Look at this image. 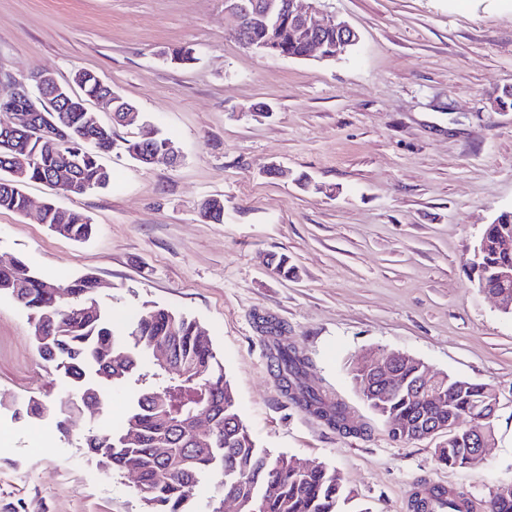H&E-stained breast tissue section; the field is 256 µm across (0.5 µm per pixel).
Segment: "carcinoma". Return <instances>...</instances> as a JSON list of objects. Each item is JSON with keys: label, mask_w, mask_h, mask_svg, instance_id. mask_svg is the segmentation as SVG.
<instances>
[{"label": "carcinoma", "mask_w": 512, "mask_h": 512, "mask_svg": "<svg viewBox=\"0 0 512 512\" xmlns=\"http://www.w3.org/2000/svg\"><path fill=\"white\" fill-rule=\"evenodd\" d=\"M304 43L290 31L281 34L275 54L301 56ZM88 112H46L36 116L38 124L8 140L0 139V210L19 213L26 195L20 185H7L4 169L22 162L27 165L25 182L55 180L56 190L67 194L78 184L92 191L110 183V173L101 163L103 152L86 142L96 135L111 147L116 141L112 126L88 129ZM62 125L69 139L49 145L53 127ZM171 139L159 136L146 145L124 140L131 159L167 146ZM209 222L224 223V200L213 197L200 208ZM41 223L74 242L92 237L95 225L85 214L72 211L67 223H56L55 204L45 205ZM512 264V251L487 250L483 270L476 273V286L501 291L492 278L497 267ZM98 279L86 273L66 284L45 279L23 260L0 267V293L13 297L29 319L52 324L42 336L34 337L40 355L52 363L72 390L74 397L63 412L59 425L68 430L77 425L84 399L104 400L108 390L121 389L131 395L125 421L112 434L100 436L84 430L88 452L98 461L124 471L138 473L137 491L144 512H224V492L233 490L239 512H341L349 500L344 480L336 468L325 464L299 462L284 453L273 454L260 448L243 423L233 390L224 373L223 360L211 343L199 335L196 321L162 306L146 308L122 330L114 327L110 313L96 300ZM58 292L54 307L45 304L47 288ZM271 358L278 377L286 381V393L300 409L325 420L344 434L361 435L362 425L345 424V410L326 402L316 391L301 385L305 359L293 346L275 342ZM419 364L410 361L396 369L390 400L379 407L387 417L418 422L433 413L431 403L414 398L406 387L418 376ZM451 400L443 417L451 416L458 425L457 437L435 449L437 461L450 468H465L470 452L467 426L477 405L492 398L482 384L451 377L445 385ZM207 411L216 418V429L208 435H193L181 425L193 412ZM48 408L36 398L28 399L14 416L40 418ZM213 482L212 494L204 508L193 507L197 492ZM413 512H469V499L463 492L430 488L423 497L411 501Z\"/></svg>", "instance_id": "1"}]
</instances>
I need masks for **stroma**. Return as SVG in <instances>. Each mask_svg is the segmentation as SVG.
<instances>
[{
    "mask_svg": "<svg viewBox=\"0 0 512 512\" xmlns=\"http://www.w3.org/2000/svg\"><path fill=\"white\" fill-rule=\"evenodd\" d=\"M358 43L333 60L274 58L229 36L224 0H0V74L60 82L95 72L131 102L101 161L107 188L59 195L90 217L76 243L0 211V261L51 281L91 272L117 324L148 305L194 318L224 360L257 446L336 467L345 512H410L422 486L464 492L490 512L512 480V315L475 285L486 224L512 211V0H323ZM192 51L193 61L175 58ZM172 139L180 162L142 167L120 141ZM287 177L268 175L271 164ZM310 188H302L299 176ZM224 200V221L199 215ZM284 256L281 275L268 256ZM306 360L304 382L338 402L361 436L330 428L288 398L261 318ZM373 349L488 385L499 407L482 464H439L443 438L396 441L350 371ZM45 417L15 420L28 398ZM72 393L40 356L28 313L0 294V512H143L135 479L101 466L57 413ZM129 407L108 392L84 425L111 433Z\"/></svg>",
    "mask_w": 512,
    "mask_h": 512,
    "instance_id": "stroma-1",
    "label": "stroma"
}]
</instances>
